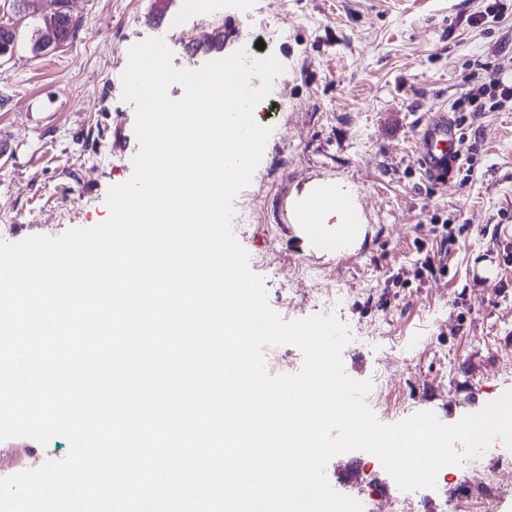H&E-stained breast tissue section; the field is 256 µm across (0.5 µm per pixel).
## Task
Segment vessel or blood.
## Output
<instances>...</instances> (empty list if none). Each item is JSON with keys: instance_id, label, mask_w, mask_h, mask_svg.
<instances>
[{"instance_id": "1", "label": "vessel or blood", "mask_w": 512, "mask_h": 512, "mask_svg": "<svg viewBox=\"0 0 512 512\" xmlns=\"http://www.w3.org/2000/svg\"><path fill=\"white\" fill-rule=\"evenodd\" d=\"M415 138L425 177L435 183L450 180L460 160L459 128L455 120L444 110L432 113Z\"/></svg>"}]
</instances>
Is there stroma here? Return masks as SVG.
<instances>
[{
	"instance_id": "35a3bbf8",
	"label": "stroma",
	"mask_w": 512,
	"mask_h": 512,
	"mask_svg": "<svg viewBox=\"0 0 512 512\" xmlns=\"http://www.w3.org/2000/svg\"><path fill=\"white\" fill-rule=\"evenodd\" d=\"M491 2L210 0L190 9L170 0L157 26L155 0H71L75 40L37 54L32 35L56 0L31 9L0 0V25L18 31L0 58V241L58 237L108 218V190L131 177L139 151L135 109L122 98L132 46L161 38L176 68L195 69L235 53L244 33L284 28L267 50L285 68L279 101L254 114L271 134L249 194L234 200L235 213L252 217L232 230L283 320L328 313L348 327L345 373L387 382L373 409L381 423L422 411L456 423L512 390V101L468 113L472 162L445 185L424 177L415 129L475 89L485 67L512 60V0H502V19L469 21ZM218 35L222 53H185L186 41ZM325 186L350 191L365 228L361 243L332 255L305 244L295 225ZM427 253L443 256L446 271L421 270ZM483 262L494 279L480 275ZM19 448L47 461L69 444L0 441L1 471L19 465ZM500 465L494 453L466 478L418 490L413 512H452ZM328 466L341 494L388 512L398 486L375 455L359 452L352 477L342 456Z\"/></svg>"
}]
</instances>
